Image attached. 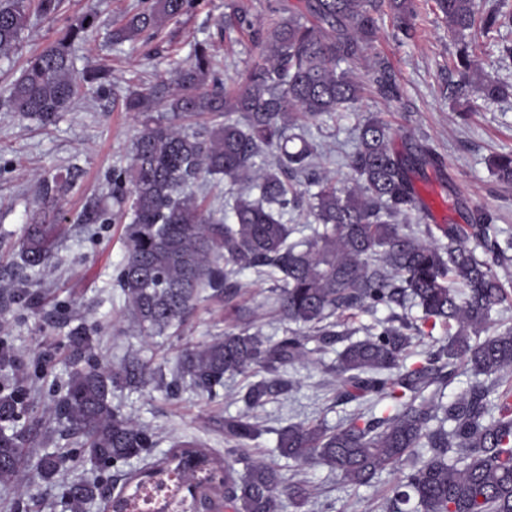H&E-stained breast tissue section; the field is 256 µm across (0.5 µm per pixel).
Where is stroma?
<instances>
[{
	"instance_id": "obj_1",
	"label": "stroma",
	"mask_w": 512,
	"mask_h": 512,
	"mask_svg": "<svg viewBox=\"0 0 512 512\" xmlns=\"http://www.w3.org/2000/svg\"><path fill=\"white\" fill-rule=\"evenodd\" d=\"M421 19L414 40L399 42L392 36V21L381 16L372 44L375 53L391 64L404 94L388 102L365 92L337 123L312 131L322 147L324 170L346 180L344 152L354 146L353 129L367 116L387 120L400 136H421L444 155L446 173L461 199L483 206L497 215L504 235L512 236V184L499 182L490 168L495 153L512 149V98L490 101L474 95L466 100L450 97L457 41L438 15L434 0H418ZM247 9L252 18H265L267 0H198L195 9L172 21L150 43L110 44L103 29L91 32L77 52V67L105 68L118 92L171 81L177 62L187 58L196 41L212 42L215 61L227 78L240 76L258 58L260 49L247 32L221 35L218 22L230 6ZM142 0H62L58 18L32 17L23 40L9 57H0V98L19 75L30 56L52 42L66 21L76 20L88 8H96L107 24L140 9ZM140 127L134 113L124 111L111 96L81 91L61 112L56 124L44 127L0 108V341L19 353L21 368L31 388L29 411L22 423L43 444L44 451L72 457L69 477L84 473L85 466L73 439L62 436L50 410L57 391L70 370L68 336L83 326L94 336L96 360L112 364L127 355L152 359L164 376H171L186 342H204L223 333L224 303L211 299L200 305L180 335L165 334L143 341L130 325L124 296L115 278L125 259V226L116 219L97 224L79 220L92 199L110 200L112 171L127 166ZM70 170V187L59 209L41 208L43 177L55 170ZM45 223H62L58 242V268L41 277L27 278L18 258L19 242L33 211ZM244 297L259 305L257 326L263 336L277 338L281 324L265 306L268 281L249 270L239 271ZM298 386L288 398L269 403L259 414L263 435L252 442L248 454L278 465L285 477L308 481L314 498L302 512H318L320 504L334 503L336 512H385L391 485L403 467L379 472L372 483L356 488L345 485L328 467L313 465L296 470L278 455L276 432L291 422L320 418L333 426L356 409L332 387L320 366L305 364L293 373ZM245 381L227 379L218 398L207 400L190 388L174 398L148 388L115 389L112 404L123 414L153 427L157 452H165L180 437H195L215 454L224 452L225 416L242 411ZM0 512H65L63 486L41 480L34 469L24 468L19 479L0 484Z\"/></svg>"
}]
</instances>
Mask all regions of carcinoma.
Wrapping results in <instances>:
<instances>
[{
	"label": "carcinoma",
	"instance_id": "carcinoma-1",
	"mask_svg": "<svg viewBox=\"0 0 512 512\" xmlns=\"http://www.w3.org/2000/svg\"><path fill=\"white\" fill-rule=\"evenodd\" d=\"M62 0H0V56L12 51L31 13L53 18ZM197 0H147L139 12L112 23L115 44L156 35L195 8ZM388 9L393 36L411 40L418 17L416 0H273L267 21L238 7L219 21L220 31L247 30L261 47L259 59L237 81L216 71L212 44L196 42L176 63L170 91L127 90L122 105L140 118L129 166L112 171V199L128 202L126 258L117 275L127 317L146 337L182 327L203 299H224L235 322L224 335L188 343L177 375L163 381L152 360L128 357L110 367L85 362L94 337L81 327L69 336L71 369L55 412L68 436L83 439L91 474L64 484L69 512H136L138 501L173 484L174 493L157 512H285L308 504L311 488L287 480L278 466L247 459L263 432L257 412L288 395L297 384L289 370L350 336L341 318L352 311L374 312L410 302L421 315L391 314L367 328L323 366L340 397L358 409L331 427L316 420L290 423L277 432L280 456L297 465L320 464L351 486L372 482L388 466L412 460L386 497L387 512H512V325L495 315L512 308V290L499 268L508 261L512 239L500 244V230L487 208H466L464 223H426L428 209L415 175L445 162L429 144L409 139L394 146L395 132L369 116L356 127V143L345 157L353 185L342 188L316 170V152L302 122L323 123L362 94V84L343 63L367 59L378 15ZM435 9L460 43L451 72V94L487 99L512 95V84L485 74L472 38L512 20L505 0L484 8L478 0H435ZM90 11L68 24L40 53L31 56L11 84L5 105L48 126L91 84L113 92L106 69L78 71L75 53L96 26ZM374 93L386 101L402 98L388 64L370 65ZM493 175L512 183V150L496 154ZM59 173L45 184L51 206L69 183ZM223 179L239 187L230 212L194 190L198 182ZM106 210L90 202L79 220L95 224ZM306 215L311 234L291 239L286 218ZM424 229L412 230L410 225ZM60 225L34 213L21 244L20 260L32 272L56 259ZM448 243H442V239ZM250 270L273 282L283 336L269 339L252 330L253 311L236 302L241 285L233 275ZM448 331L445 343L411 364L405 355L425 328ZM315 347L310 349L308 344ZM463 362L473 379L454 400H437ZM0 483L13 482L32 444L19 422L26 415V390L15 351L0 343ZM248 380L245 410L224 418V455L195 438L173 441L171 449L112 484L102 494L101 474L132 459L152 457L151 429L112 405L117 388L150 385L168 397L183 382L208 398L228 376ZM386 404L379 416L372 413ZM67 458L46 452L37 470L53 480ZM246 463L244 473L235 465Z\"/></svg>",
	"mask_w": 512,
	"mask_h": 512
}]
</instances>
